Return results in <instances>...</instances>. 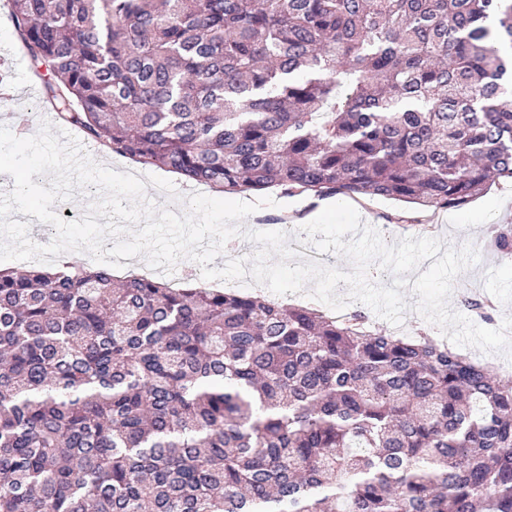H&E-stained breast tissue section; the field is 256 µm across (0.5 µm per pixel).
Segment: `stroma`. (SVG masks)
Segmentation results:
<instances>
[{
    "mask_svg": "<svg viewBox=\"0 0 512 512\" xmlns=\"http://www.w3.org/2000/svg\"><path fill=\"white\" fill-rule=\"evenodd\" d=\"M17 37L11 20V0H0V49L12 52L8 63L12 70L11 91L15 96V109L28 114L32 120L29 135H36L42 123H51L54 129H61L54 112L43 102V83L33 76L34 66L28 56L16 47ZM97 163L118 172L146 174L147 188H163L168 197L181 198L194 192L206 193V186L184 181L177 174L163 169L142 168L132 160L107 151L92 152ZM274 203L260 208L264 216V230H278L281 219L296 222L311 214H319L330 198L316 199L310 196H286L280 191L270 193ZM356 210L362 223L377 229H385L391 241L415 235L418 225H425L427 236L453 246L467 242L476 247L480 259L477 264L461 273L454 282L450 306L459 313H466V299L474 298L489 302L491 306L489 328H496L503 319L512 316V260L500 259L497 255L490 232L491 225H512V182L500 181L492 184L479 197L467 205L439 211H419L404 203L377 197L356 203ZM410 309L404 314L401 326H394L379 318L369 307L359 302L350 303L349 311H359L366 318L368 330L386 334L402 331L403 335L415 336L426 331L438 335V328L426 322L411 306L415 295H406Z\"/></svg>",
    "mask_w": 512,
    "mask_h": 512,
    "instance_id": "1",
    "label": "stroma"
}]
</instances>
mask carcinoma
Returning <instances> with one entry per match:
<instances>
[{
    "label": "carcinoma",
    "instance_id": "obj_1",
    "mask_svg": "<svg viewBox=\"0 0 512 512\" xmlns=\"http://www.w3.org/2000/svg\"><path fill=\"white\" fill-rule=\"evenodd\" d=\"M47 106L229 195L512 181V0H12ZM512 254V226L496 228ZM0 512H512V381L427 334L0 269Z\"/></svg>",
    "mask_w": 512,
    "mask_h": 512
}]
</instances>
